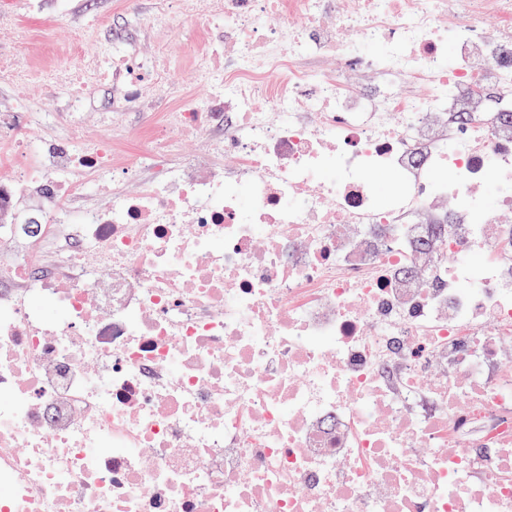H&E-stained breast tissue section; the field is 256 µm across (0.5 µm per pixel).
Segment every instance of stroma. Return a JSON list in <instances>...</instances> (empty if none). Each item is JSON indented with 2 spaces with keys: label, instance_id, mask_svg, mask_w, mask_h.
<instances>
[{
  "label": "stroma",
  "instance_id": "1",
  "mask_svg": "<svg viewBox=\"0 0 512 512\" xmlns=\"http://www.w3.org/2000/svg\"><path fill=\"white\" fill-rule=\"evenodd\" d=\"M60 10L58 0H41L32 11L31 0H5L12 13L0 23V57H17L21 66L55 69L71 63L76 26L90 31L85 53L95 52L109 40L125 42L141 58L161 54L170 62V82L185 95L202 92L194 71V52L205 41L223 39L220 29L202 30L192 24L159 27V14L170 12V0H68Z\"/></svg>",
  "mask_w": 512,
  "mask_h": 512
}]
</instances>
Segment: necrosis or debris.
I'll return each mask as SVG.
<instances>
[{
  "label": "necrosis or debris",
  "instance_id": "4bbe7bcc",
  "mask_svg": "<svg viewBox=\"0 0 512 512\" xmlns=\"http://www.w3.org/2000/svg\"><path fill=\"white\" fill-rule=\"evenodd\" d=\"M345 2L181 0L197 96L118 40L53 119L15 70L0 512H512V0ZM96 79L177 98L120 169ZM95 93L91 97V110L83 114V132L87 138L97 136L101 130L103 115H112V101L115 95L114 87L108 82H96Z\"/></svg>",
  "mask_w": 512,
  "mask_h": 512
}]
</instances>
